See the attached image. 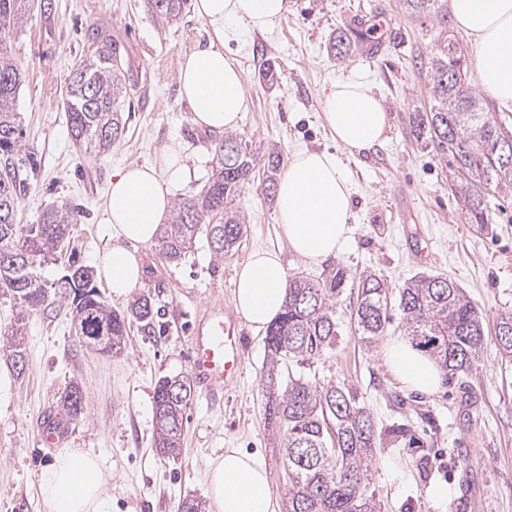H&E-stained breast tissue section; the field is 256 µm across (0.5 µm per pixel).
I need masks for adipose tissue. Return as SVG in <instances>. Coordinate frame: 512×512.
Masks as SVG:
<instances>
[{"instance_id":"ef3b65f1","label":"adipose tissue","mask_w":512,"mask_h":512,"mask_svg":"<svg viewBox=\"0 0 512 512\" xmlns=\"http://www.w3.org/2000/svg\"><path fill=\"white\" fill-rule=\"evenodd\" d=\"M290 0H194L197 16L212 39L178 62V81L195 124L202 129H235L247 107L243 77L224 55V42L240 28L265 30L288 13ZM460 31L471 39L479 85L512 110V0H449ZM323 119L337 142L358 155L384 142L389 119L380 97L364 79L333 83L323 100ZM183 148L169 144L160 165L120 169L105 203L106 245L98 258L101 275L117 300L141 282L138 248L150 245L171 209V189L187 180ZM353 184L335 156L294 153L280 176L275 215L289 249L304 262L321 264L351 241ZM235 308L262 329L282 312L288 298V270L276 252L255 250L236 272ZM384 362L401 386L436 392L442 373L404 338H391ZM209 512H277V499L264 464L235 448L209 464ZM41 512H113L112 472L89 448H61L41 471Z\"/></svg>"}]
</instances>
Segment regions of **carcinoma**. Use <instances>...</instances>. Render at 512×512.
<instances>
[{"label": "carcinoma", "mask_w": 512, "mask_h": 512, "mask_svg": "<svg viewBox=\"0 0 512 512\" xmlns=\"http://www.w3.org/2000/svg\"><path fill=\"white\" fill-rule=\"evenodd\" d=\"M28 2L0 0V288L31 311L50 305L43 288L70 297L80 335L106 337L105 344L93 342L91 347L118 355L132 324L155 332L158 310L153 298L143 296L121 312L108 307L94 286V271L72 254L61 278L50 282L42 276L44 263L66 245L68 227L76 220L71 208L46 209L25 231L16 223L27 176L19 165L24 149L16 112L21 70L9 42L28 20ZM400 2L405 13L429 18L440 30L435 50L418 62L427 65L429 99L428 110L409 117L413 136L436 155L453 158L459 173L453 191L469 223L486 224L488 192L512 185V165L502 166L493 153L500 128L467 86L465 56L450 34L448 0ZM148 3L167 22L179 19L187 7V0ZM94 44L72 72L66 106L71 139L86 151L104 153L125 132L123 103L131 84L122 66V45L99 31L94 32ZM211 151L215 167L205 190L178 201L171 222L157 237L159 254L169 262L181 260L201 236L219 258L240 246L245 218L233 201L258 165H263L266 196H275L281 163L277 149L268 147L259 155L239 135L226 133ZM347 281L340 266L319 280L292 277L285 309L266 330L264 412L288 469V512H381V501L371 489L370 465L378 445L371 413L342 388L318 387L291 372V364L318 360L332 349L337 336L333 306ZM358 295L357 323L362 340L371 345L386 331L388 287L376 275H365L359 279ZM398 307L405 335L439 365L446 380L460 378L479 362L485 346L482 317L455 281L441 275L414 277L400 288ZM496 340L512 356V311L500 313ZM192 395L193 386L182 378L157 381L155 448L160 454L172 455L180 448L183 415ZM60 404L68 417H78L79 388L65 392Z\"/></svg>", "instance_id": "1"}]
</instances>
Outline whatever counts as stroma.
Listing matches in <instances>:
<instances>
[{"instance_id": "35a3bbf8", "label": "stroma", "mask_w": 512, "mask_h": 512, "mask_svg": "<svg viewBox=\"0 0 512 512\" xmlns=\"http://www.w3.org/2000/svg\"><path fill=\"white\" fill-rule=\"evenodd\" d=\"M376 22L398 32L397 41H383L377 55L365 56V38L355 30L349 54L333 56L336 32ZM96 26L123 45L133 86L126 133L102 154L79 151L66 118L69 75L90 54L88 33ZM210 35L194 10L168 23L147 10L146 0H53L48 11L31 0L30 18L10 43L24 70L16 110L26 151L37 162L19 222L37 223L51 205L76 207L70 245L80 262L95 265L113 174L158 163L174 141L186 148L190 177L173 196L198 194L211 174L214 136L192 121L180 94L178 60ZM435 44L431 24L403 13L397 0H292L279 25L225 41L224 54L243 73L247 110L238 135L277 147L286 158L304 149L331 153L353 178L354 240L328 264L351 276L335 304L336 344L298 371L317 385L343 387L373 415L382 444L372 460V484L384 512H512V359L502 357L495 338L498 314L512 310V187L490 193L489 224L468 223L451 191L452 166L413 139L408 116L426 106L428 82L415 58L429 56ZM267 63L276 69L271 81L259 77ZM355 75L373 84L390 116L387 140L359 156L337 145L321 118L330 84ZM236 203L246 233L238 251L224 258L214 257L203 238L176 264L160 259L157 245L141 248L144 277L134 294L155 300L161 329L151 335L131 330L120 355L79 341L67 300L23 318L14 297L0 290V339L10 338L17 319H24L26 354L19 370L8 351H0V512H40L39 473L53 454L39 440L41 422L61 412L60 398L74 385L84 410L69 421L65 445L94 449L111 468L118 512H178L184 496L208 500V464L227 448L257 456L278 504L286 503L285 469L264 419V331L247 329L243 373L225 390L223 404L194 394L179 455L162 456L154 446L155 385L165 376H189V328L214 306L233 307L235 272L251 252L281 251L292 276L315 279L325 271L290 253L262 177L246 184ZM416 231L426 256L416 252ZM422 273L456 281L482 312L486 336L473 370L432 395L401 387L384 365L387 339L403 333L396 304L388 306L384 338L373 344L362 341L356 318L357 278L373 274L396 290ZM397 425L404 435L391 436Z\"/></svg>"}]
</instances>
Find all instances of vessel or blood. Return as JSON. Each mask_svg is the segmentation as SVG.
I'll list each match as a JSON object with an SVG mask.
<instances>
[{"instance_id": "obj_1", "label": "vessel or blood", "mask_w": 512, "mask_h": 512, "mask_svg": "<svg viewBox=\"0 0 512 512\" xmlns=\"http://www.w3.org/2000/svg\"><path fill=\"white\" fill-rule=\"evenodd\" d=\"M190 368L197 387L210 399L223 396L242 374L245 339L239 318L216 306L190 330Z\"/></svg>"}]
</instances>
